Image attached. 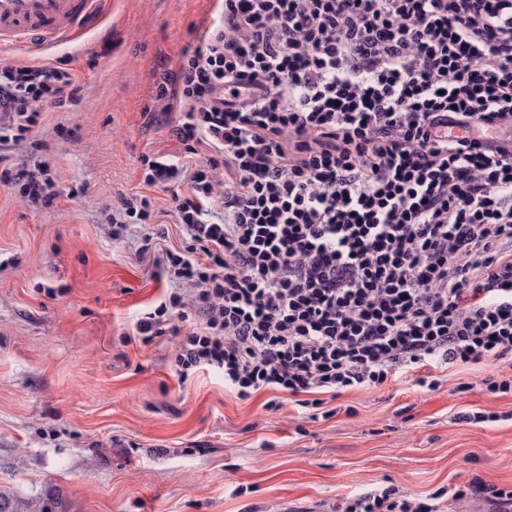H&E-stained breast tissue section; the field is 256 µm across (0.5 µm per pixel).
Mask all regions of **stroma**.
<instances>
[{
  "label": "stroma",
  "instance_id": "obj_1",
  "mask_svg": "<svg viewBox=\"0 0 512 512\" xmlns=\"http://www.w3.org/2000/svg\"><path fill=\"white\" fill-rule=\"evenodd\" d=\"M104 2L79 40L0 54L64 63L80 88L0 145V171L47 164L55 193L25 206L21 183L0 184V492L36 501L53 486L69 512H336L391 483L420 498L475 474L512 489V421L456 419L512 410V396L479 386L502 365L450 370L434 391L396 377L344 394L334 417L312 422L288 401L265 409V392L238 400L212 370L180 380L175 336L137 339V320L169 284L153 278L137 235L112 239L110 208L151 197L159 248L180 247L172 192L145 186L140 163L181 155L174 116L143 111L216 5ZM456 419L460 422L469 424H482V423H495L500 421L512 420V411L497 412V411H466L459 412L456 415Z\"/></svg>",
  "mask_w": 512,
  "mask_h": 512
}]
</instances>
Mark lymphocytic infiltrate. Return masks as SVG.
Here are the masks:
<instances>
[{"label": "lymphocytic infiltrate", "mask_w": 512, "mask_h": 512, "mask_svg": "<svg viewBox=\"0 0 512 512\" xmlns=\"http://www.w3.org/2000/svg\"><path fill=\"white\" fill-rule=\"evenodd\" d=\"M75 84L1 63L0 143ZM156 96L184 152L209 150L142 160L144 185H189L171 195L183 245L154 251L144 195L110 222L121 240L139 221L174 285L137 332L178 336L180 379L214 370L239 400L269 390L316 420L399 374L434 391L452 367L512 369V0H221ZM193 314L197 331L173 327ZM447 494L512 512L477 474ZM336 512L439 510L391 485Z\"/></svg>", "instance_id": "obj_1"}]
</instances>
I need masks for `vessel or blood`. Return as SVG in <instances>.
Returning a JSON list of instances; mask_svg holds the SVG:
<instances>
[{
    "instance_id": "vessel-or-blood-1",
    "label": "vessel or blood",
    "mask_w": 512,
    "mask_h": 512,
    "mask_svg": "<svg viewBox=\"0 0 512 512\" xmlns=\"http://www.w3.org/2000/svg\"><path fill=\"white\" fill-rule=\"evenodd\" d=\"M101 0H0V46L44 51L79 38Z\"/></svg>"
}]
</instances>
